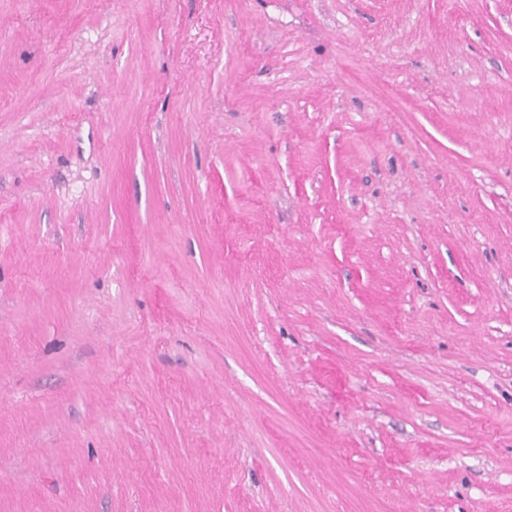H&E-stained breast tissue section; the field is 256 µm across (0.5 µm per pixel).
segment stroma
Returning <instances> with one entry per match:
<instances>
[{"label":"stroma","instance_id":"obj_1","mask_svg":"<svg viewBox=\"0 0 512 512\" xmlns=\"http://www.w3.org/2000/svg\"><path fill=\"white\" fill-rule=\"evenodd\" d=\"M0 512H512V0H0Z\"/></svg>","mask_w":512,"mask_h":512}]
</instances>
